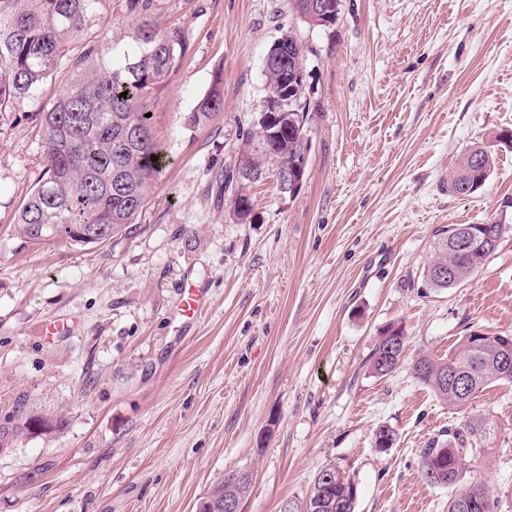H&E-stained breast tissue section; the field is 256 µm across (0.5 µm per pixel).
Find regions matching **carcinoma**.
Listing matches in <instances>:
<instances>
[{
	"label": "carcinoma",
	"instance_id": "carcinoma-1",
	"mask_svg": "<svg viewBox=\"0 0 512 512\" xmlns=\"http://www.w3.org/2000/svg\"><path fill=\"white\" fill-rule=\"evenodd\" d=\"M320 0H290L296 18L310 27L327 29L339 10L318 11ZM121 10L136 20L130 32L99 38L97 28L110 11ZM157 0H0V112L17 101L33 99L41 84L68 66V80L49 107L37 113L45 172L16 216L18 232L32 243L59 239L74 245L105 243L138 223L168 155L153 134V100L170 83L188 50L184 30L176 25L158 27L152 14ZM288 42L272 45L264 61L267 91L279 102L250 129L242 132L233 163L224 166L228 179L224 191L241 204V221L251 219L248 191L252 185L280 169L293 167L300 159L299 136L308 135L316 106L307 100V77L299 74L303 55L292 30ZM126 96H121V93ZM224 108V79L218 73L209 90L186 118L189 127H199ZM494 157L482 146H473L460 157L448 178V193L478 191L489 178ZM469 243L460 250L450 245L454 225L435 231L434 254L427 270L431 288L460 285L481 270L494 251L490 241H500L512 231L509 224H468ZM451 269V278H435L441 269ZM500 336L474 332L461 338L448 358H416L413 375L429 386L450 408L467 406L485 389L512 384V369L499 364L496 343ZM399 347L396 355L389 348ZM406 336L401 326L391 325L373 344L366 359L368 371L384 377L400 361ZM459 369L469 378L465 395L445 380ZM65 419L35 413H18L0 422V448H10L28 435L59 431ZM494 429L483 417H471L463 427L448 432V439H434L421 450V472L427 484L447 486V512H460L457 499L471 492L480 494L482 506L474 512H497L498 500L482 482L459 490L469 458L488 444ZM250 474L232 471L207 494L222 501L246 497ZM354 481L342 476L325 482L316 476L308 496L295 502L296 512L306 505L316 512H356Z\"/></svg>",
	"mask_w": 512,
	"mask_h": 512
}]
</instances>
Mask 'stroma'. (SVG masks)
Here are the masks:
<instances>
[{
    "instance_id": "obj_1",
    "label": "stroma",
    "mask_w": 512,
    "mask_h": 512,
    "mask_svg": "<svg viewBox=\"0 0 512 512\" xmlns=\"http://www.w3.org/2000/svg\"><path fill=\"white\" fill-rule=\"evenodd\" d=\"M154 19L189 49L154 101L169 164L132 232L26 242L16 214L44 172L35 116L64 74L0 112V422L20 404L67 421L0 452V512H195L245 469L244 512H281L329 465L356 483V512H447L420 451L472 416L496 437L463 480L512 512V384L456 411L411 374L470 332L512 336V233L460 286L426 283L437 227L512 225V0H341L327 29L288 0H158ZM288 26L318 105L308 167L291 197L255 184L242 224L219 174ZM218 74L223 111L188 128ZM476 144L495 158L489 179L449 194ZM187 282L211 299L191 322L172 316ZM52 317L67 332L36 336ZM392 324L403 359L376 377L365 359ZM382 425L396 435L385 450Z\"/></svg>"
}]
</instances>
